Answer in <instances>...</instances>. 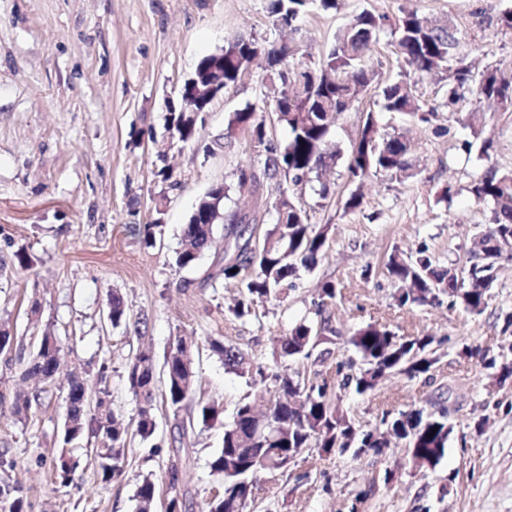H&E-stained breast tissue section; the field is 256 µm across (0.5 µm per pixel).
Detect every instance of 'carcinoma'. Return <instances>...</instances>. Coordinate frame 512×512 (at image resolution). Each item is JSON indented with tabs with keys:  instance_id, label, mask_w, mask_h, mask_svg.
Segmentation results:
<instances>
[{
	"instance_id": "1",
	"label": "carcinoma",
	"mask_w": 512,
	"mask_h": 512,
	"mask_svg": "<svg viewBox=\"0 0 512 512\" xmlns=\"http://www.w3.org/2000/svg\"><path fill=\"white\" fill-rule=\"evenodd\" d=\"M324 12L340 9V0H267V13L272 25L280 30L299 32L298 17L310 8ZM390 30L395 54L405 61L418 78L436 76L446 83L448 107L455 106L472 93L481 101L495 102L507 112L512 109V76L498 68L477 71L458 52L460 32L433 24L415 10H400L392 18L385 13L364 9L336 33L334 43L318 62L307 64L296 59L295 42L260 43L254 38L236 36L224 46L200 59L193 72L192 83L183 86L178 104L170 108L166 129L173 132L179 144L199 139L200 115L215 98L235 86L242 74L257 66L264 76L272 75L278 83L293 87L291 95L274 105L277 122L288 130V141L280 148L268 143L263 165L247 163L238 169L237 180L250 178L256 198L269 187L288 190V208L277 212L276 222L260 228L261 217L251 211L240 216L227 211L214 200V190L198 200L184 229L182 246L176 252L175 264L180 269H195L202 255L211 247L217 227L224 239L232 241L236 259L227 251L215 256L204 282L213 284L223 278L240 283V296L232 313L238 318L249 316L255 307L280 299L283 288L293 286L302 269L314 268L325 249L329 225L311 222L309 212L296 203L300 187L334 167L341 152L329 140L332 126L328 114L337 115L374 92L376 104L385 112L407 114L422 124L435 116L434 109L417 94L416 81L405 74L391 81H381L379 74L365 64L367 54L383 30ZM262 109L248 102L228 113L225 127L235 126L249 140H262L266 127ZM410 143L400 134L385 133L378 124L376 112H366L365 120L351 144L347 172L351 182L371 173L401 179L412 176ZM468 192L477 205L489 209V222L475 235L467 271L455 266L437 265L424 249L405 253L394 249L385 263V274L396 285L397 308L440 302L448 296L466 310L480 314L487 296L498 278L505 246L512 243V173L489 166L470 181ZM337 288L326 282L320 288L312 320L304 319L288 329L275 348L283 359L309 358L314 350L311 331L322 326L333 336L338 331L331 325L328 305L336 300ZM110 321L117 327L128 323L120 297L112 296ZM435 338L429 334L400 336L388 325L369 323L348 339L362 365L355 373L343 376L336 384L328 378L308 381L273 370L267 374L275 391L270 419L273 426L256 430L249 416V404H240L231 423L224 425L223 447L209 462L212 474L224 482L223 496L211 503L209 512H239L235 507V489L240 485H257L260 477L277 479L288 475L283 461L289 452L301 454L317 448L329 454L340 448H370L378 455L403 445L407 457L424 455L429 467H436L446 453L453 425L448 414L424 415L417 409L387 411L380 426L373 430L357 429L339 401L331 397L334 387L350 389L358 395L375 391L390 375H403L410 380L430 372L436 363ZM212 352L222 357L224 367L240 376L250 373L244 353L221 340L209 341ZM12 349L8 362L23 365V376L37 377L50 386L59 367V339L50 331L43 332L35 351L29 352L9 328L0 327V349ZM107 365L99 367L98 391L88 392L83 378H68L65 395L70 420L64 422L63 444L87 434L109 442L104 450H96L101 480L108 484L119 475L125 450L131 442L129 426L112 409L107 385ZM153 355L143 351L132 355L127 365L129 389L137 404L135 434L149 439L155 434L156 380ZM164 391L162 403L181 417L178 424L179 443H187L197 427H211L221 422L223 405L218 402H194L197 375L193 367L168 351L163 360ZM46 389L18 395L14 413L27 415L32 406L41 404ZM77 465L58 456L53 470L61 483L73 481ZM155 485L146 479L136 494L139 512H150L155 498ZM22 490L8 483L0 484V512H25Z\"/></svg>"
}]
</instances>
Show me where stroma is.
<instances>
[{"mask_svg": "<svg viewBox=\"0 0 512 512\" xmlns=\"http://www.w3.org/2000/svg\"><path fill=\"white\" fill-rule=\"evenodd\" d=\"M510 7L512 0H343L338 12L303 19L300 51L319 56L361 10L394 16L414 9L457 28L460 50L476 70L491 66L512 75V40L495 25L476 23L477 13L493 16ZM239 33L277 40L265 0H0V324L23 333L29 304L39 301L41 326L50 327L63 346L55 383L25 417L13 412L23 384L0 360V453L12 463L0 468V482L22 487L27 512H133L146 478L156 487L154 512H165L174 494L182 512H207L221 489L209 461L222 446L223 428L196 430L188 449L176 452L174 416L163 406L152 441L132 439L112 482L102 484L93 459L98 440L84 437L72 443L79 462L75 477L61 484L51 464L61 448L68 373L92 381L107 364L113 407L132 419L129 355L143 347L160 359L172 336H191L197 396L223 403L229 419L242 403L262 404L267 384L261 369L275 365L315 381L335 377L338 364L355 355L347 343L351 334L379 319L401 336H435L437 361L421 378L393 375L367 395L341 392V406L363 430L377 427L387 411L446 409L453 432L445 458L435 468L417 469L399 447L382 457L349 451L322 456L313 449L298 456L289 477L260 478L250 512H512V379L497 384L495 370L461 354L471 344L494 354L512 344L502 332L512 314V262L503 263L479 315L447 299L396 308V287L382 271L396 248H427L441 266L465 261L474 233L488 220L467 187L488 166L512 171V112L483 109L492 146L482 159L468 148L476 97L467 95L450 109L438 79L419 81V94L437 109L432 123L380 116L382 127L398 128L410 139L412 176L369 177L363 204L353 212L343 208L352 189L345 154L373 100L342 113L329 134L343 153L329 175L331 196L320 199L308 188L299 197L313 223L329 227L324 256L280 301L238 318L228 310L234 282L200 281L213 252L193 271L177 269L171 257L197 200L211 186L227 188L226 208L254 206L236 178L253 147L240 137L225 139L224 129L228 112L261 99V71L251 69L212 102L198 141L164 162L158 152L168 107L184 80L203 56ZM165 163L176 170V186L159 176ZM449 185L456 193L446 201L442 191ZM160 199L165 207L159 215ZM157 218L162 225L156 242L145 246L143 227ZM22 247L35 259L31 268L15 260ZM328 281L340 294L330 308L338 333L325 344L327 360L314 355L274 362L276 338L310 314ZM116 295L131 318L145 321L142 335L112 327L107 315ZM212 339L237 346L252 365L250 375L226 371L209 348ZM478 420L484 423L479 431ZM176 453L179 483L172 492L167 468ZM389 469L397 478L387 484Z\"/></svg>", "mask_w": 512, "mask_h": 512, "instance_id": "obj_1", "label": "stroma"}]
</instances>
